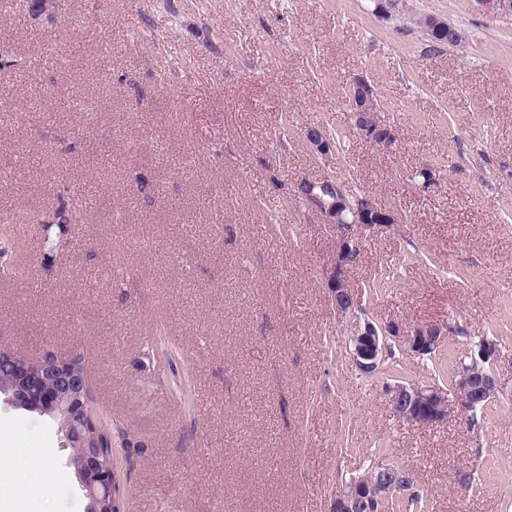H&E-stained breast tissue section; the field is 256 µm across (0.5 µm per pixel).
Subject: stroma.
Returning a JSON list of instances; mask_svg holds the SVG:
<instances>
[{"label":"stroma","instance_id":"obj_1","mask_svg":"<svg viewBox=\"0 0 512 512\" xmlns=\"http://www.w3.org/2000/svg\"><path fill=\"white\" fill-rule=\"evenodd\" d=\"M465 35L433 47L408 15ZM0 219L27 248L0 279V344L82 357L100 418L120 422L121 512H329L349 474L396 464L389 512H512V15L478 0H60L0 8ZM366 77L395 139L347 107ZM322 126L326 158L306 143ZM435 174L433 184L416 177ZM329 179L396 224L347 271L366 317L437 324L436 354L362 373L327 273L336 232L299 192ZM100 206L42 247L30 223ZM164 329L171 360L145 344ZM507 390L476 417L396 418L395 384H451L477 337ZM0 442L29 459L0 512H85L58 422L0 396ZM52 478L37 482L33 463Z\"/></svg>","mask_w":512,"mask_h":512}]
</instances>
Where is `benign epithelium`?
Wrapping results in <instances>:
<instances>
[{"instance_id": "benign-epithelium-1", "label": "benign epithelium", "mask_w": 512, "mask_h": 512, "mask_svg": "<svg viewBox=\"0 0 512 512\" xmlns=\"http://www.w3.org/2000/svg\"><path fill=\"white\" fill-rule=\"evenodd\" d=\"M425 27L432 33L448 34V39L463 40L461 31L450 21L435 15L425 16ZM348 107L356 129L362 136L377 144L393 141L392 131L381 123L377 98L368 81L355 79L348 97ZM306 142L319 155L332 152L327 134L320 127L307 130ZM318 183L303 181L300 193L311 197L320 206L327 223L336 228V261L330 272L331 300L337 313L349 320L348 341L353 346L351 356L359 370L370 369L382 358L386 336L369 319L358 316L359 301L348 288L345 275L347 267L359 254V241L352 229L344 226L341 214L342 202H330L313 194ZM365 205L359 211L355 224L362 233H373L395 223L392 212L378 207L370 196L364 197ZM438 327H417L405 339L409 351L422 354L436 338ZM500 356L497 342L479 345L473 351V359L496 364ZM7 380L0 390L16 400L24 398L33 411L53 415L63 422L66 439L73 445L71 464L89 506L87 512H99L107 500L119 501L114 493L115 467L99 447L101 428L97 427L94 406L88 401L87 376L72 369L70 358L54 354L50 359L31 361L17 351L0 345V379ZM458 400L450 404L440 388L428 384H397L390 389V405L393 413L407 423L433 425L443 422L454 413L475 414L484 401L487 391L504 394L497 374L484 376L479 371H458ZM386 482L362 483L340 488L331 502V512H377L376 505L385 497L382 490Z\"/></svg>"}]
</instances>
